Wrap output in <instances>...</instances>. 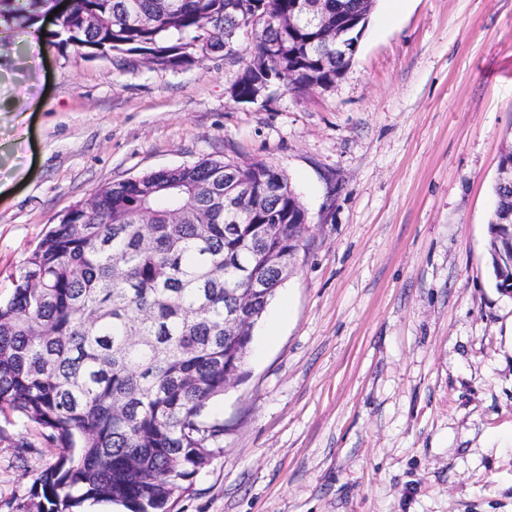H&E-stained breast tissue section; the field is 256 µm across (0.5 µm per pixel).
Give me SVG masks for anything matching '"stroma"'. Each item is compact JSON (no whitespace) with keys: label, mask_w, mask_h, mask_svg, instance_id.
I'll return each instance as SVG.
<instances>
[{"label":"stroma","mask_w":512,"mask_h":512,"mask_svg":"<svg viewBox=\"0 0 512 512\" xmlns=\"http://www.w3.org/2000/svg\"><path fill=\"white\" fill-rule=\"evenodd\" d=\"M253 51L243 37L233 56L120 70L0 41V300L59 216L108 183L264 161L309 230L245 379L209 409L224 453L171 512H512V298L488 255L512 0H376L333 84L234 102ZM41 433L0 414V512H36L57 457Z\"/></svg>","instance_id":"obj_1"}]
</instances>
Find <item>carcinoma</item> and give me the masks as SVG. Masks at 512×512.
<instances>
[{
  "label": "carcinoma",
  "mask_w": 512,
  "mask_h": 512,
  "mask_svg": "<svg viewBox=\"0 0 512 512\" xmlns=\"http://www.w3.org/2000/svg\"><path fill=\"white\" fill-rule=\"evenodd\" d=\"M256 36L254 64L233 100L251 103L252 85L296 70L293 90L326 88L351 58L304 52L288 38V6ZM355 16L363 0H326ZM101 24L82 41L112 36V63L136 49L160 51L158 67L199 62L253 26L238 0H73L77 26ZM226 158H203L107 185L78 224L54 225L14 277L0 303V412H16L60 449L39 478L37 512H76L88 500L127 512H168L175 494L223 454L224 421L208 408L225 383L240 382L256 324L288 278L306 227L303 204L285 174L244 203V218L224 210L235 191ZM489 254L496 288L512 289V224L499 203L512 188L495 184ZM151 212L143 224L139 211ZM282 274L251 288L270 254ZM234 309L246 329H224Z\"/></svg>",
  "instance_id": "carcinoma-1"
}]
</instances>
